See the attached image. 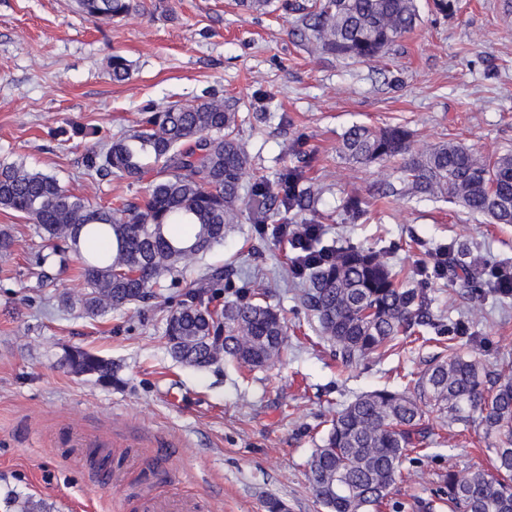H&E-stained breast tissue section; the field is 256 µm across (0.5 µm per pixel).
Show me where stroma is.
<instances>
[{"mask_svg": "<svg viewBox=\"0 0 512 512\" xmlns=\"http://www.w3.org/2000/svg\"><path fill=\"white\" fill-rule=\"evenodd\" d=\"M421 22L392 50L367 62L309 56L293 42L281 12L250 14L235 0H137L127 15L100 24L75 0H0V161H24L56 175L74 194L109 204L137 186L90 176L88 148H103L145 108L215 94L239 101L240 136L252 172L276 185L304 165L320 180L327 216L321 245L347 241L384 255L419 276L432 252L454 246L479 264L482 298L459 278L424 277L434 321L427 342L402 339L385 355L342 368L317 318L301 303V278L286 263L287 239L259 234L249 217L189 268L168 294L207 267L234 273L239 287L265 288L287 328L282 360L239 373L227 361L198 369L179 363L164 336L169 305L151 299L89 317L60 306L78 293L80 263L36 266L41 241L31 224L0 211L14 237L0 259V494L33 495L53 512H139L150 467L162 489L194 500L199 512H324L306 462L325 422L357 396L403 389L443 346L435 325L459 323L453 342L488 367L512 363V295L493 288L492 270L512 267V224H493L458 205L408 195L391 201L373 189L393 164L357 169L338 153L353 124L398 125L421 144L457 141L494 157L512 152V0H456L448 16L417 0ZM132 77H109L113 55ZM87 136L75 137V128ZM297 143L299 155L283 147ZM366 203L351 221L349 197ZM82 347L111 360L102 384L62 364ZM111 455L117 484L99 488L89 453ZM495 452L468 428L436 431L421 460L405 464L397 485L401 512L438 499L437 476L449 466H490Z\"/></svg>", "mask_w": 512, "mask_h": 512, "instance_id": "35a3bbf8", "label": "stroma"}]
</instances>
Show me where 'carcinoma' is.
Instances as JSON below:
<instances>
[{
  "label": "carcinoma",
  "instance_id": "obj_1",
  "mask_svg": "<svg viewBox=\"0 0 512 512\" xmlns=\"http://www.w3.org/2000/svg\"><path fill=\"white\" fill-rule=\"evenodd\" d=\"M96 22L119 18L134 0H76ZM293 16V41L312 56L364 62L386 53L420 22L416 0H281ZM110 76L124 82L128 61L110 60ZM341 156L370 167L400 161V184L390 182L384 197L442 198L494 224H512V153L488 159L469 147L443 141L421 148L400 126L353 125L343 134ZM89 171L143 185L141 198L95 205L71 193L49 173L22 161L0 162V210L33 224L50 249L37 256L67 262L88 241L111 245L81 256L84 286L76 302L84 314L98 317L141 302L152 289L175 281L241 223L243 208L255 224L274 208L284 224H315L322 188L290 167L278 191L254 179L243 197L249 156L239 137V112L222 97L186 100L143 113L126 134L88 151ZM293 271L309 281L302 304L318 319L324 337L336 347L344 367L396 346L418 327H432L424 288L406 287L381 255L354 245L314 247L295 260ZM224 269L205 270L181 294L164 330L173 356L205 368L228 360L252 371L280 361L287 326L278 310L251 288L235 299L215 303L217 290L231 288ZM63 365L77 375L112 382V361L75 347ZM441 425L472 426L495 440L493 471L448 468L442 475L448 512H512V365L489 369L474 355L448 345V354L407 380L401 391L376 389L357 396L329 420L319 448L307 461L308 480L326 512H380L410 455L420 454L433 434L428 414ZM9 512H50L34 496L6 498Z\"/></svg>",
  "mask_w": 512,
  "mask_h": 512
}]
</instances>
